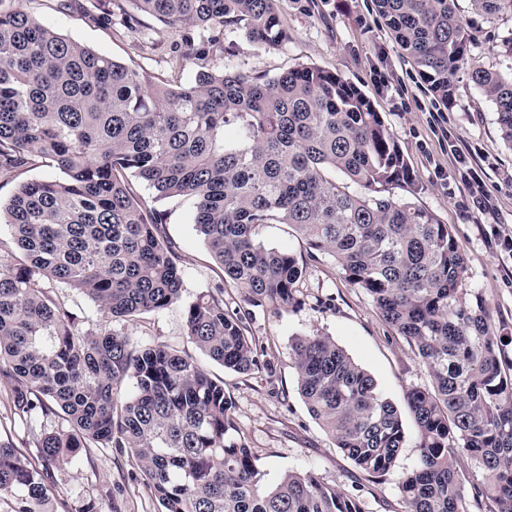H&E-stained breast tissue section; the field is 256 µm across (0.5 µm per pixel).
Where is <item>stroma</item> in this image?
<instances>
[{
  "label": "stroma",
  "instance_id": "stroma-1",
  "mask_svg": "<svg viewBox=\"0 0 512 512\" xmlns=\"http://www.w3.org/2000/svg\"><path fill=\"white\" fill-rule=\"evenodd\" d=\"M16 5L59 35L169 84L187 82L194 71L193 66L179 68L172 61L181 37L177 27L151 19L145 27L130 30L116 15L106 29L82 9L58 10L51 0H17ZM277 5L288 29L285 45L259 46L247 39L242 26L228 25L221 46L210 58L211 66L273 77L316 65L355 83L380 112L409 166L412 183L394 189V196L433 212L449 225L467 261V288L487 300L492 325L512 333V147L501 138L493 105L462 76L452 104L443 108L441 118H434L433 97L378 16L373 0H277ZM458 7L468 25L470 56L484 67L512 72V53L505 46L512 37V16L484 18L471 10L469 0H458ZM473 172L487 194L482 211L474 207L466 186ZM133 186L138 199L166 214V235L177 247L184 280L182 297L166 309L113 322L84 294L58 289V296L79 315L80 330L109 327L139 346L177 348L223 380L233 401L236 426L256 457L264 485L276 484L289 471H312L326 484L360 490L367 512H398V478L419 462L417 429L407 396L411 390L432 385L416 350L391 330L368 294L345 280L332 256L311 254L306 242L286 225L264 224L257 230V240L293 253L305 267L299 302L280 311L267 305L250 307L249 331L260 367L247 374L225 370L189 342L185 313L199 295L215 288H223L228 309L242 306V294L225 283L193 222L190 200L157 197L139 179ZM297 334L333 337L397 407L405 446L386 475L368 480L309 413L290 356ZM13 386L11 378L0 375V438L12 442L35 464L41 434L62 421L54 416L20 419L11 404ZM54 481V512H81L89 502L97 512H162L127 450L81 449L71 465L55 471Z\"/></svg>",
  "mask_w": 512,
  "mask_h": 512
}]
</instances>
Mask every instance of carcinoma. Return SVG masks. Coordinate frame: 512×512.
<instances>
[{
  "label": "carcinoma",
  "mask_w": 512,
  "mask_h": 512,
  "mask_svg": "<svg viewBox=\"0 0 512 512\" xmlns=\"http://www.w3.org/2000/svg\"><path fill=\"white\" fill-rule=\"evenodd\" d=\"M92 19L147 18L185 28L175 51L196 64L224 26L244 24L255 44L288 41L276 0H125ZM395 42L433 97L451 103L467 75L494 105L512 147V73L474 62L456 0H374ZM492 19L512 0H471ZM213 33L209 44L191 29ZM41 162L61 179L23 182L5 208L11 244L0 245V373L13 405L32 420L62 418L38 442L42 467L0 440V500L10 512H50L49 477L82 448L128 449L163 512H366L361 496L291 471L261 483L255 456L237 438L233 402L186 353L137 346L111 329L79 330V316L46 278L122 319L177 303L183 278L164 216L137 201L129 176L159 198L193 201L194 224L224 281L249 305L298 303L304 265L254 236L285 224L309 249L331 255L365 290L392 330L416 349L432 387L408 394L418 466L398 482L400 512H512V367L503 331L484 298L463 299L467 265L449 225L391 196L410 184L407 162L369 99L342 75L302 66L272 78L204 66L192 81L166 82L68 40L0 0V174ZM356 186L355 192L351 186ZM247 312L223 291L186 310V336L227 370L260 366ZM309 413L369 478L404 448L401 416L374 379L327 335L291 346ZM129 380L134 391L121 398ZM474 464V493L466 490Z\"/></svg>",
  "instance_id": "cac0c4a2"
}]
</instances>
